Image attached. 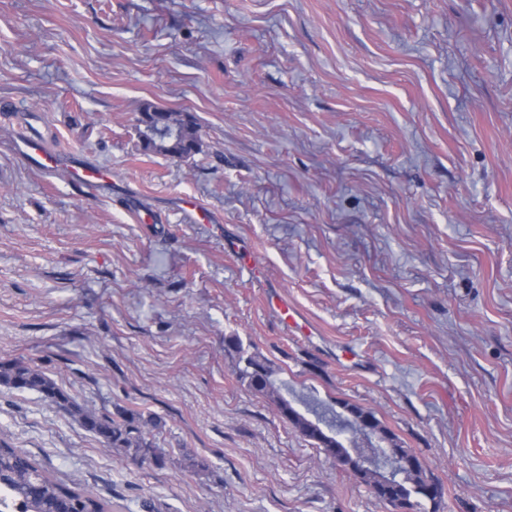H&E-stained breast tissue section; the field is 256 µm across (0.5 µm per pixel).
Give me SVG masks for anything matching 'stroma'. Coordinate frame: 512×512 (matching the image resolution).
Wrapping results in <instances>:
<instances>
[{
    "label": "stroma",
    "mask_w": 512,
    "mask_h": 512,
    "mask_svg": "<svg viewBox=\"0 0 512 512\" xmlns=\"http://www.w3.org/2000/svg\"><path fill=\"white\" fill-rule=\"evenodd\" d=\"M150 106L200 152L144 151ZM26 126L110 183L31 169ZM250 354L286 398L372 409L439 512H512V0H0V362L155 417L167 460L3 386L0 435L112 512H392ZM156 126H165V129L159 132V135L151 143L145 144L139 134L142 148L145 151L160 153L178 159L191 157L200 151V128L192 115L186 112L167 111L164 112V116L159 115V118L156 120ZM170 127L179 130V137L176 140H164Z\"/></svg>",
    "instance_id": "stroma-1"
}]
</instances>
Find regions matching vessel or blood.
Masks as SVG:
<instances>
[{
    "label": "vessel or blood",
    "mask_w": 512,
    "mask_h": 512,
    "mask_svg": "<svg viewBox=\"0 0 512 512\" xmlns=\"http://www.w3.org/2000/svg\"><path fill=\"white\" fill-rule=\"evenodd\" d=\"M17 152L25 163L43 173L67 170L72 182L93 190L107 183L108 177L101 168L86 163L77 153L50 150L37 137L27 135L17 143Z\"/></svg>",
    "instance_id": "obj_1"
}]
</instances>
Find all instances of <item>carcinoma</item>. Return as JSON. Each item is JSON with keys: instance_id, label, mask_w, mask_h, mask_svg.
<instances>
[{"instance_id": "carcinoma-1", "label": "carcinoma", "mask_w": 512, "mask_h": 512, "mask_svg": "<svg viewBox=\"0 0 512 512\" xmlns=\"http://www.w3.org/2000/svg\"><path fill=\"white\" fill-rule=\"evenodd\" d=\"M156 125L164 127L156 139L142 144L146 151L178 159L193 156L200 151V128L194 117L186 112L167 111L159 116ZM269 363L258 355L246 358V368L240 372L248 386L257 393L273 397L280 413L298 433L313 441L327 455L336 447V438L324 432H315L313 423L326 426L336 420V411L330 415L315 414L309 419L297 412L288 415L285 401L274 381ZM0 385L16 390H35L44 398L64 408L89 432L107 446L121 450L157 466L165 464V452L156 447L146 431L152 420L142 414L117 407L112 415H99L72 400L45 374L21 361L0 362ZM0 476L5 486L0 492V512H105L106 500L77 486H69L42 469L35 460L6 439H0Z\"/></svg>"}]
</instances>
